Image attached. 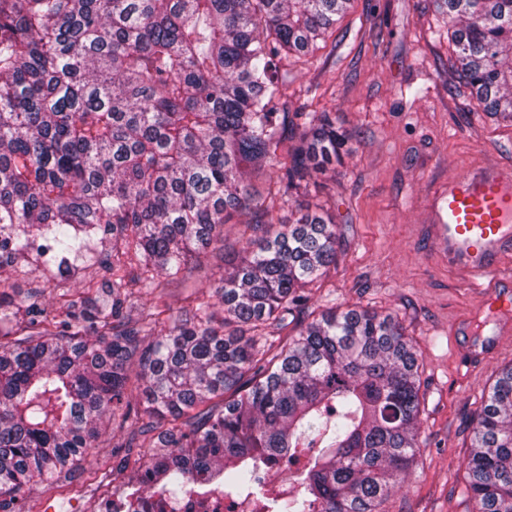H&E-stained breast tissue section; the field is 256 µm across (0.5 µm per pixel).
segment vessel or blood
<instances>
[{"label":"vessel or blood","instance_id":"1","mask_svg":"<svg viewBox=\"0 0 512 512\" xmlns=\"http://www.w3.org/2000/svg\"><path fill=\"white\" fill-rule=\"evenodd\" d=\"M433 244L449 264L472 278L487 279L490 312L512 313V275L500 269L501 258L512 252V169L486 167L449 181L436 197Z\"/></svg>","mask_w":512,"mask_h":512}]
</instances>
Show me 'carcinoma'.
<instances>
[{"mask_svg":"<svg viewBox=\"0 0 512 512\" xmlns=\"http://www.w3.org/2000/svg\"><path fill=\"white\" fill-rule=\"evenodd\" d=\"M351 3L0 0V250H27L36 226L65 258L77 234L112 226L109 289L0 340V507L22 512L30 485L79 469L134 389L138 482L171 496L214 483L263 512H386L408 482L414 338L362 306L279 335L336 263L338 234L322 209L282 223L275 198L326 174L349 141L328 112H288L280 67ZM436 6L478 109L512 122V0ZM268 169L277 189L262 197L250 179ZM243 213L255 221L216 290L221 326L205 300L167 321L140 302ZM284 461L297 466L286 497L261 483ZM465 469L479 512H512V365L474 415Z\"/></svg>","mask_w":512,"mask_h":512,"instance_id":"1","label":"carcinoma"}]
</instances>
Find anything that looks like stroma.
Returning a JSON list of instances; mask_svg holds the SVG:
<instances>
[{
    "label": "stroma",
    "instance_id": "stroma-1",
    "mask_svg": "<svg viewBox=\"0 0 512 512\" xmlns=\"http://www.w3.org/2000/svg\"><path fill=\"white\" fill-rule=\"evenodd\" d=\"M448 21L434 0H354L325 43L286 69L290 110L335 115L353 135L335 172L310 181L281 216L298 206L336 217L338 247L307 310L361 305L392 314L423 357L419 466L392 494L389 512H476L464 461L474 413L498 369L512 365V334L501 336L484 362L468 359L477 341L470 325L482 289L449 266L432 245L430 200L439 184L466 170L512 167V124L480 112L454 72ZM238 221L224 227L216 249L189 258L166 283V302L179 310L195 298L214 300L225 270L244 254ZM13 302L0 317V336L26 333V305L64 316V301L112 281V239L81 237L79 250L48 260L41 238L0 267ZM105 417L102 445L73 476L32 487L26 512H98L113 492L137 482L142 449Z\"/></svg>",
    "mask_w": 512,
    "mask_h": 512
}]
</instances>
